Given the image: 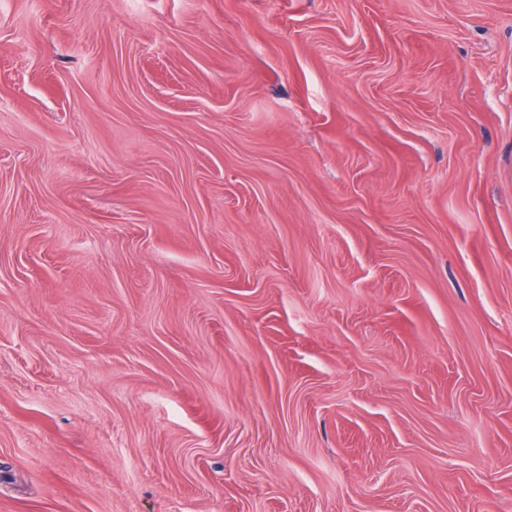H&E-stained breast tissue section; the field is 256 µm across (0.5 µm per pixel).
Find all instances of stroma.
I'll return each mask as SVG.
<instances>
[{
    "mask_svg": "<svg viewBox=\"0 0 512 512\" xmlns=\"http://www.w3.org/2000/svg\"><path fill=\"white\" fill-rule=\"evenodd\" d=\"M0 512H512V0H0Z\"/></svg>",
    "mask_w": 512,
    "mask_h": 512,
    "instance_id": "obj_1",
    "label": "stroma"
}]
</instances>
